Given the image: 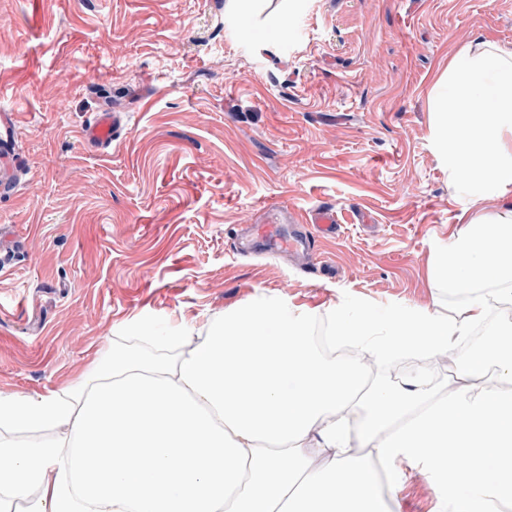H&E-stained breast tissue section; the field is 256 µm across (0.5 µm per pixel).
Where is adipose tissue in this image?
Wrapping results in <instances>:
<instances>
[{
	"instance_id": "ef3b65f1",
	"label": "adipose tissue",
	"mask_w": 512,
	"mask_h": 512,
	"mask_svg": "<svg viewBox=\"0 0 512 512\" xmlns=\"http://www.w3.org/2000/svg\"><path fill=\"white\" fill-rule=\"evenodd\" d=\"M437 147L465 172L473 213L437 252L435 287H467L464 316L328 308L324 357L312 316L257 296L198 331L184 324L116 345L80 380L0 394V512H391L408 474L428 473L437 512L512 502V327L459 357L455 381L419 374L369 385L366 362L449 355L494 305L512 303V49L458 50L429 93ZM373 448L374 464L352 454Z\"/></svg>"
}]
</instances>
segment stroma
Segmentation results:
<instances>
[{"label": "stroma", "instance_id": "obj_1", "mask_svg": "<svg viewBox=\"0 0 512 512\" xmlns=\"http://www.w3.org/2000/svg\"><path fill=\"white\" fill-rule=\"evenodd\" d=\"M480 40L512 48V0H0V394L65 388L137 318L202 331L261 294L461 318L468 293L430 283L469 197L429 91ZM105 111L124 127L99 151L81 132ZM320 202L335 277L238 250L236 225ZM436 502L417 472L397 507Z\"/></svg>", "mask_w": 512, "mask_h": 512}]
</instances>
